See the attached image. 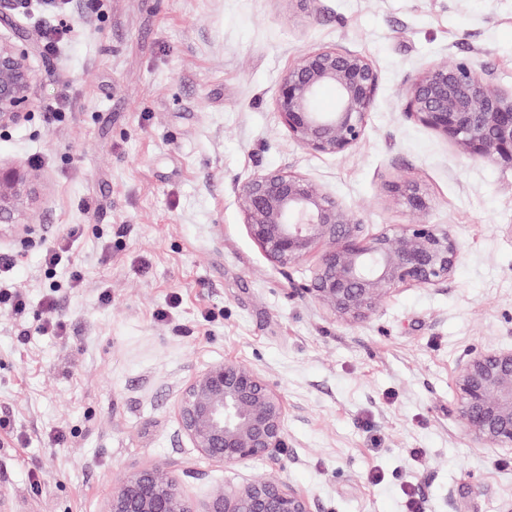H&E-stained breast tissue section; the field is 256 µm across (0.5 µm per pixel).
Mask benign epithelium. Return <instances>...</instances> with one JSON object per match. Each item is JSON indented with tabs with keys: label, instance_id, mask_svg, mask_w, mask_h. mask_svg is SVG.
<instances>
[{
	"label": "benign epithelium",
	"instance_id": "1",
	"mask_svg": "<svg viewBox=\"0 0 512 512\" xmlns=\"http://www.w3.org/2000/svg\"><path fill=\"white\" fill-rule=\"evenodd\" d=\"M29 44L0 35V130L27 119L34 75ZM379 85L364 55L344 48L303 51L280 78L275 110L291 138L315 153L339 155L363 137ZM331 86L336 102L316 106ZM405 109L472 159L512 166V90L494 87L476 64L434 63L403 90ZM414 213L427 210L421 188L391 185ZM36 189L31 175L0 164V230L26 219ZM239 206L248 233L279 269L300 263L317 246L320 260L301 291L337 317L369 318L393 291L436 286L451 275L460 244L449 229L418 222L398 232L363 237L362 220L322 187L290 171L257 174L241 186ZM462 428L482 448L512 452V347L467 349L453 378ZM180 437L211 463L277 461L286 448V406L253 368L225 360L197 371L179 392ZM102 512H314L309 499L277 480L215 485L205 510L186 498L177 476L158 465L132 472L106 498Z\"/></svg>",
	"mask_w": 512,
	"mask_h": 512
}]
</instances>
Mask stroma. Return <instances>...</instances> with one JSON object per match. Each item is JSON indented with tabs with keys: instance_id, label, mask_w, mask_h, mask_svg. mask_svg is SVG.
I'll use <instances>...</instances> for the list:
<instances>
[{
	"instance_id": "stroma-1",
	"label": "stroma",
	"mask_w": 512,
	"mask_h": 512,
	"mask_svg": "<svg viewBox=\"0 0 512 512\" xmlns=\"http://www.w3.org/2000/svg\"><path fill=\"white\" fill-rule=\"evenodd\" d=\"M17 31L35 80L0 163L29 169L38 194L30 224L0 231L15 258L0 281L30 303L22 318L0 307V512H101L148 465L198 504L266 477L315 512H412L411 491L424 512H512V453L474 444L452 387L465 349L512 346V167L463 155L402 100L459 58L512 89V0H32L0 23ZM333 47L380 77L362 140L337 156L297 145L274 107L299 53ZM273 170L320 184L369 236L414 222L390 187L415 181L424 222L460 242L448 281L355 322L295 293L318 254L281 273L237 202ZM73 224L69 264L47 272ZM52 319L62 332L36 333ZM224 360L279 390L278 466L215 465L179 437L178 392ZM81 228L79 226L73 227L67 237L61 244L48 249L43 255V263L46 270H54L61 264L64 256L69 252V243L76 241L81 235Z\"/></svg>"
}]
</instances>
